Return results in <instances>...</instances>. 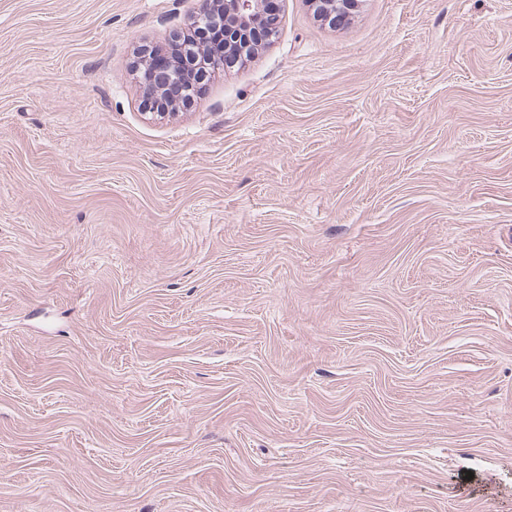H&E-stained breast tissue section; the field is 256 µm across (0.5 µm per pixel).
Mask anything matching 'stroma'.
I'll use <instances>...</instances> for the list:
<instances>
[{
  "instance_id": "35a3bbf8",
  "label": "stroma",
  "mask_w": 512,
  "mask_h": 512,
  "mask_svg": "<svg viewBox=\"0 0 512 512\" xmlns=\"http://www.w3.org/2000/svg\"><path fill=\"white\" fill-rule=\"evenodd\" d=\"M0 0V512H512V0ZM224 2V30L217 35V42L224 39L225 65L228 57H245L254 48L255 36L263 31L265 41L272 39L279 28L278 7L271 0H222ZM313 15L322 22L331 24L347 20L361 0H306ZM142 78L144 81L143 95L149 102L159 95L161 86L172 85V88H175V85L180 79L178 73L172 66L165 68L163 64H159L153 73L152 71H148L146 74H143Z\"/></svg>"
}]
</instances>
